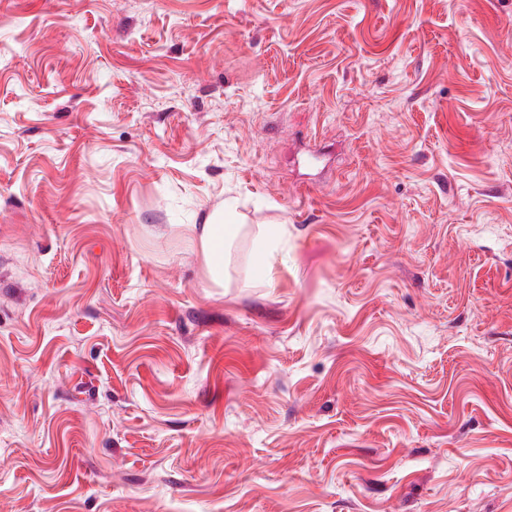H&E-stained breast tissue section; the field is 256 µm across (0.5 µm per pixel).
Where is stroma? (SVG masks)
<instances>
[{
  "label": "stroma",
  "instance_id": "stroma-1",
  "mask_svg": "<svg viewBox=\"0 0 512 512\" xmlns=\"http://www.w3.org/2000/svg\"><path fill=\"white\" fill-rule=\"evenodd\" d=\"M0 512H512V0H0ZM240 224H232L224 212V220L205 224L198 238L197 246L204 255L209 272L215 282L224 278V256L227 245L240 233ZM283 249L280 246V232L277 229H267L257 240L255 253L257 263L254 273L260 278H271L277 257Z\"/></svg>",
  "mask_w": 512,
  "mask_h": 512
}]
</instances>
